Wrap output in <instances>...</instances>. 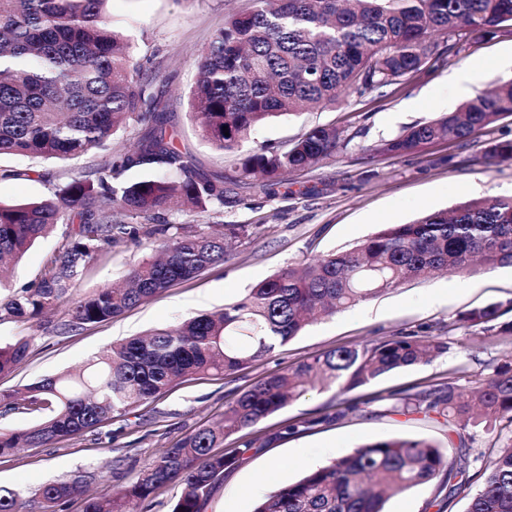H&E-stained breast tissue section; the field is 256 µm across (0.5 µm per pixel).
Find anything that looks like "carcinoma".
Masks as SVG:
<instances>
[{"label": "carcinoma", "instance_id": "carcinoma-1", "mask_svg": "<svg viewBox=\"0 0 512 512\" xmlns=\"http://www.w3.org/2000/svg\"><path fill=\"white\" fill-rule=\"evenodd\" d=\"M228 17L198 54L200 78L190 91L202 137L221 153L236 151L266 121L312 107L334 106L396 85L440 59L459 42L512 26V0H251ZM107 0H0V156L77 159L107 147L112 136L140 125L132 149L79 176L54 184L48 198L0 203V266L19 258L38 238L65 226L62 243L32 285L0 298V322L30 321L71 302L64 334L112 320L178 282L224 263L226 240L248 232L226 224L210 232L174 224L167 215L190 205L215 217L227 201L224 173L207 172L188 148L167 134L166 83L145 77L128 42L106 16ZM512 115V80L480 92L456 111L410 127L366 148L374 159L406 154L437 142H458ZM347 146L334 126L310 128L293 143H262L240 159L235 182L258 183L271 197L284 176L336 159ZM489 163H512V141L492 144ZM132 169L163 175L129 183ZM173 172L176 177L168 176ZM155 239L160 258L129 272L131 286H103L75 301L82 271L97 255L127 240ZM512 267V195L470 199L452 212L422 214L410 224H384L359 244L288 267L243 297L211 313L138 336L101 352L78 375L43 378L0 393V411L23 405L46 415L32 426L0 432V455L48 446L93 430L114 416L166 393L180 378L229 375L271 355L310 319L333 315L361 301L418 280L433 270L460 277ZM512 301L461 317L473 335H512ZM31 339L0 346V373L25 361ZM448 349L417 334L338 347L274 373L243 391L220 423L199 428L148 461L135 481L85 494L77 481L48 483L40 507L76 496L83 512H138L158 487H182L171 512H203L226 471L250 451L246 445L217 455L213 449L253 428L309 388L346 395L396 371L426 364ZM405 409L455 417L460 428L512 426V365L483 376L467 399L453 379L400 397ZM468 482L466 467L426 440L389 438L307 470L297 481L259 500L253 512H384L387 498L424 486L440 474ZM21 494L0 487V512H23ZM468 512H512V444L502 451L472 498Z\"/></svg>", "mask_w": 512, "mask_h": 512}]
</instances>
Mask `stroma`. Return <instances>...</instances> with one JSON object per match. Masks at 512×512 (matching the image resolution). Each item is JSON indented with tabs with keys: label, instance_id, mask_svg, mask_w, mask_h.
<instances>
[{
	"label": "stroma",
	"instance_id": "obj_1",
	"mask_svg": "<svg viewBox=\"0 0 512 512\" xmlns=\"http://www.w3.org/2000/svg\"><path fill=\"white\" fill-rule=\"evenodd\" d=\"M250 0H109L108 14L128 36L134 63L153 61L167 77L164 105L172 117L177 146L191 148L202 165L233 175L237 154H223L205 141L190 113L189 91L198 76L197 55L232 12ZM481 63L485 72L472 92L494 80L512 78V31L459 44L440 61L400 84L351 97L344 103L259 127L241 147L249 152L267 142L292 143L309 128L333 124L348 142L334 162L291 179V192L268 197L259 186L239 190L224 207L223 221L245 224L223 264L179 283L113 320L65 336L56 327L66 307L33 321L0 324V345L32 338L28 358L14 371L0 374V392L22 388L41 378L81 368L114 341L166 329L193 315L223 308L251 286L281 269L348 249L384 224H406L421 212L448 210L468 198L512 195V164L487 165L485 150L512 140V116L473 134L467 141L430 144L412 154L364 159L362 147L393 138L407 127L456 110L468 99L456 77ZM134 127L119 131L108 148L94 149L73 161L23 155L0 157V167L18 178L0 180V202L11 204L47 196L55 178L86 171L110 154L132 145ZM61 237L51 233L13 264L0 284L16 289L44 273ZM150 240L124 242L92 260L75 294L84 296L106 284H123L130 269L151 257ZM512 300V267L469 277L446 272L405 283L335 315L311 323L265 359L217 378L197 374L174 385L130 414L49 447H28L0 456V486L32 497L53 481L82 479L100 491L129 484L151 458L186 434L219 420L225 405L263 377L338 347L397 334L434 336L447 341L446 353L431 363L388 374L355 390L358 408L345 418L289 433L300 419L335 413L334 391L314 389L262 422L228 439L225 449L253 443L247 460L224 475L205 512H253L255 504L279 487L296 481L304 470L352 453L359 446L394 437L424 439L446 451L451 464L468 463L469 484L451 490L445 477L391 498L387 512H467L471 498L512 431H485L449 425L437 413L404 410L399 393H417L457 379L463 390L512 356V338L477 343L461 328L459 314L496 301Z\"/></svg>",
	"mask_w": 512,
	"mask_h": 512
}]
</instances>
